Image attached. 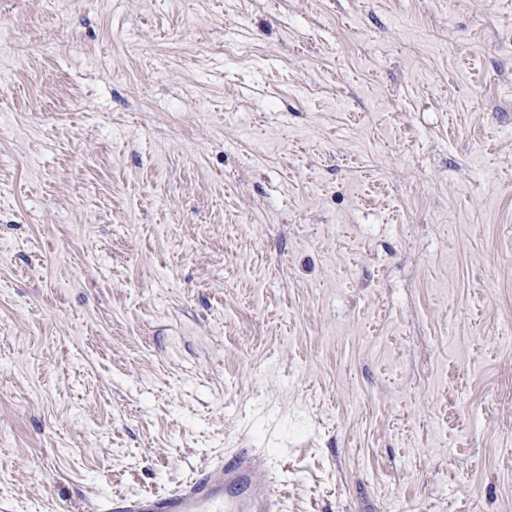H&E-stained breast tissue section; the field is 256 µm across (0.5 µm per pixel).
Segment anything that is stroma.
I'll use <instances>...</instances> for the list:
<instances>
[{
  "label": "stroma",
  "instance_id": "obj_1",
  "mask_svg": "<svg viewBox=\"0 0 512 512\" xmlns=\"http://www.w3.org/2000/svg\"><path fill=\"white\" fill-rule=\"evenodd\" d=\"M242 448L512 512V0H0V512Z\"/></svg>",
  "mask_w": 512,
  "mask_h": 512
}]
</instances>
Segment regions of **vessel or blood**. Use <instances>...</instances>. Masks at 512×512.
Instances as JSON below:
<instances>
[{
	"label": "vessel or blood",
	"mask_w": 512,
	"mask_h": 512,
	"mask_svg": "<svg viewBox=\"0 0 512 512\" xmlns=\"http://www.w3.org/2000/svg\"><path fill=\"white\" fill-rule=\"evenodd\" d=\"M248 450L198 474L189 485L163 494L109 501L107 512H272L274 483Z\"/></svg>",
	"instance_id": "vessel-or-blood-1"
}]
</instances>
